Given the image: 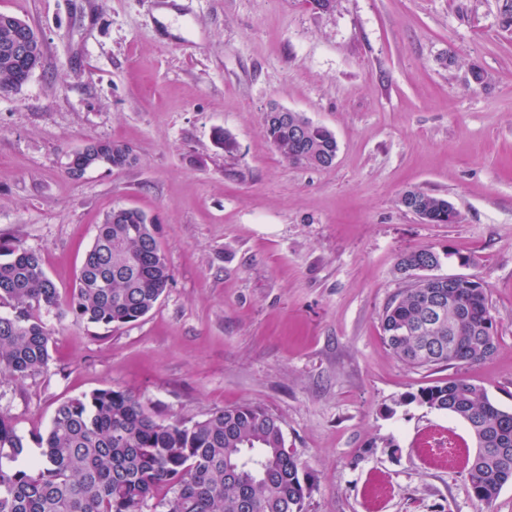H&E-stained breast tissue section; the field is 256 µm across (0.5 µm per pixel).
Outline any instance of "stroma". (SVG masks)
Returning <instances> with one entry per match:
<instances>
[{
	"label": "stroma",
	"mask_w": 512,
	"mask_h": 512,
	"mask_svg": "<svg viewBox=\"0 0 512 512\" xmlns=\"http://www.w3.org/2000/svg\"><path fill=\"white\" fill-rule=\"evenodd\" d=\"M505 0H0L42 38L43 59L0 93V237L37 250L73 288L117 207L154 217L174 281L119 328L55 310L47 370L0 378L38 456L58 404L105 387L162 419L253 403L280 417L313 488L305 512H476L465 422L396 399L465 378L512 410V27ZM175 10L178 32L157 15ZM484 72L475 83L472 67ZM273 105L331 130L335 163H288L265 137ZM234 138L225 155L216 130ZM90 140L138 156L122 171L66 173ZM458 218L426 224L408 190ZM442 254L438 276L487 287L495 355L412 369L381 318L406 287L400 257ZM459 457L424 451L429 435ZM389 488L378 498L373 489ZM417 193L418 190L408 191L403 197L410 203H413ZM418 195L422 205L428 210L430 216L429 224H448V221H452L455 218V208L448 199L421 190H419ZM404 207L428 224L427 211L421 205Z\"/></svg>",
	"instance_id": "1"
}]
</instances>
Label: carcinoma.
Instances as JSON below:
<instances>
[{
  "label": "carcinoma",
  "instance_id": "obj_1",
  "mask_svg": "<svg viewBox=\"0 0 512 512\" xmlns=\"http://www.w3.org/2000/svg\"><path fill=\"white\" fill-rule=\"evenodd\" d=\"M0 27V88L28 79ZM296 115L288 122L264 121V133L285 160L324 168L336 153L328 128L306 122L295 138ZM85 166L124 170L136 163L127 145L92 140ZM430 223H448V200L419 192ZM159 226L137 208L121 207L98 225L74 288L63 296L48 276L41 255L20 241L0 243V377L47 370L52 331L42 312L63 309L77 322L120 327L147 315L173 282L158 240ZM440 256L420 249L402 256L398 268H430ZM431 280L418 277L385 308L382 330L394 355L412 368L479 364L497 341L487 288L465 282L438 311L431 307ZM416 402L464 420L477 444L465 481L479 512L512 483V411L494 404L486 389L467 379L437 380L406 394ZM41 448L24 459V438L14 419L0 412V512H145L161 489L165 512H304L312 484L285 446L282 422L265 408L242 403L210 411L199 420L166 421L132 392L104 388L62 401Z\"/></svg>",
  "mask_w": 512,
  "mask_h": 512
}]
</instances>
